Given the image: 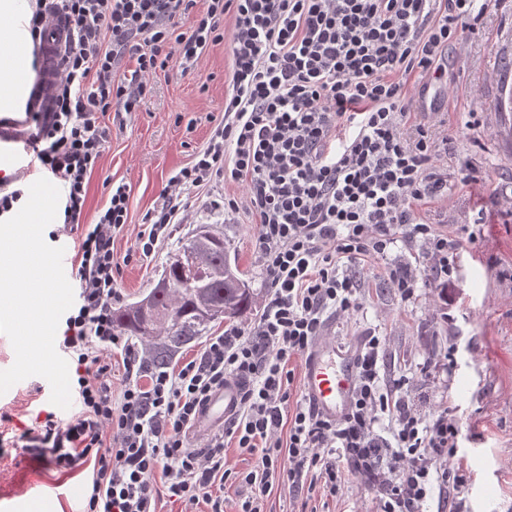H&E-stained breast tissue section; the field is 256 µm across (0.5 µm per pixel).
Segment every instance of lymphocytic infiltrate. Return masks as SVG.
I'll use <instances>...</instances> for the list:
<instances>
[{
  "instance_id": "obj_1",
  "label": "lymphocytic infiltrate",
  "mask_w": 512,
  "mask_h": 512,
  "mask_svg": "<svg viewBox=\"0 0 512 512\" xmlns=\"http://www.w3.org/2000/svg\"><path fill=\"white\" fill-rule=\"evenodd\" d=\"M488 0H38L32 40L52 22L69 33L50 117L33 113L32 154L57 181L63 223L51 240H73L74 303L59 347L73 369L69 420L40 411L0 449L49 450L57 470L91 463L83 512H157V494L224 512L226 483L245 488L238 512H265L275 490L295 497L360 477L381 512H423L456 477L459 429L447 411L421 416L405 381L382 378L386 339L360 342L358 383L344 421L333 424L294 399L293 359L303 357L328 315L358 306L353 268L386 258L398 235L433 257L436 278L455 269L457 242L416 221L418 202L443 195L433 165L441 145L427 115L413 116L404 77L429 76L452 45L476 34ZM188 31L178 24L186 15ZM232 26H225V18ZM227 43L231 81L224 117L205 148L175 171L124 258L112 250L128 222L132 192L108 183L94 223L82 221L87 179L109 138L100 117L137 111L158 73L198 65ZM135 67L118 74L124 58ZM247 189L254 248L269 296L258 322L208 336L177 368L148 366L112 322L122 262L151 257L180 223L184 194L216 178ZM121 356L122 391L112 394ZM244 383L239 411L204 447L189 429L216 389ZM253 456L244 472L224 459L225 442ZM162 489H155V481Z\"/></svg>"
}]
</instances>
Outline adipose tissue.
Instances as JSON below:
<instances>
[{
    "mask_svg": "<svg viewBox=\"0 0 512 512\" xmlns=\"http://www.w3.org/2000/svg\"><path fill=\"white\" fill-rule=\"evenodd\" d=\"M31 0H0V113L25 111L33 89Z\"/></svg>",
    "mask_w": 512,
    "mask_h": 512,
    "instance_id": "obj_1",
    "label": "adipose tissue"
}]
</instances>
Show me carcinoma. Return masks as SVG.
<instances>
[{"label":"carcinoma","instance_id":"obj_1","mask_svg":"<svg viewBox=\"0 0 512 512\" xmlns=\"http://www.w3.org/2000/svg\"><path fill=\"white\" fill-rule=\"evenodd\" d=\"M162 274L174 287L161 292L151 289L154 304L147 313L131 304L114 312L116 330L138 338L154 368L166 366L175 353L209 331L201 319L200 294L224 306V318L229 320L241 317L255 303L254 289L240 286L236 258L224 241L211 245L204 264L194 274L193 287H182L189 272L178 261L167 262Z\"/></svg>","mask_w":512,"mask_h":512}]
</instances>
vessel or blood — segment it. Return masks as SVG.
Segmentation results:
<instances>
[{
    "mask_svg": "<svg viewBox=\"0 0 512 512\" xmlns=\"http://www.w3.org/2000/svg\"><path fill=\"white\" fill-rule=\"evenodd\" d=\"M67 33L63 26L50 28L43 44L44 68L39 76L42 101L51 105L55 93L56 66L64 52ZM36 131L26 113L0 114V187L26 181L33 172L29 144ZM357 343H340L330 334L315 338L304 355L303 395L307 405L322 419L343 421L352 405L358 378ZM243 384L226 382L208 397L190 430L191 437L203 439L223 429L239 409Z\"/></svg>",
    "mask_w": 512,
    "mask_h": 512,
    "instance_id": "1",
    "label": "vessel or blood"
}]
</instances>
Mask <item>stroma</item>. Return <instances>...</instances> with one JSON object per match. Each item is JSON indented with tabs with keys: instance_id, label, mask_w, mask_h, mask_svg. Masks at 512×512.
Wrapping results in <instances>:
<instances>
[{
	"instance_id": "35a3bbf8",
	"label": "stroma",
	"mask_w": 512,
	"mask_h": 512,
	"mask_svg": "<svg viewBox=\"0 0 512 512\" xmlns=\"http://www.w3.org/2000/svg\"><path fill=\"white\" fill-rule=\"evenodd\" d=\"M507 49L512 51V0H494L480 34L463 52L449 51L443 76L429 84L440 119L433 132L449 136L454 150L434 161L448 174L447 195L418 203L415 216L459 240L450 282L434 278L432 261L419 245L400 241L388 262H414L419 286L413 298L401 300L378 262L362 275L357 311L333 320L341 342L372 333L385 337L386 379L407 376L409 393L422 408L447 410L458 424L457 512H512V112L496 109L499 61ZM230 79L231 59L220 43L207 49L198 67L159 74L138 111L107 112L109 142L88 181L85 220L94 222L106 202L105 179L131 184L129 222L114 239L115 255L132 246L173 172L208 142L224 116ZM469 173L474 182H465ZM228 194L247 198L244 185L220 179L188 195L184 222L170 226L152 258L122 267L124 303L149 292L181 242L198 225L210 224L223 233L244 278L258 291L252 311L234 325L246 329L258 320L268 287L252 244L255 218L245 208L224 218ZM466 228L473 229L475 241L462 240ZM452 343L458 346L453 368L446 359ZM42 387L38 376L18 382L0 395V412L21 422L51 409ZM89 475L84 466L59 471L40 453L11 450L0 455V502L20 504L21 512H81ZM266 512H380V504L351 477L332 495H272Z\"/></svg>"
}]
</instances>
